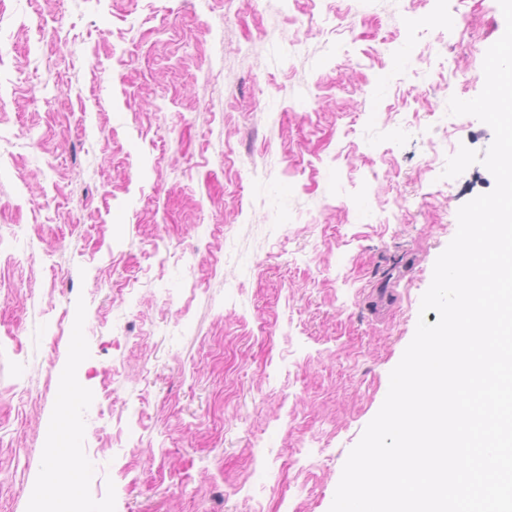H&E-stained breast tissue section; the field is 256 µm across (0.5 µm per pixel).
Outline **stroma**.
<instances>
[{"label": "stroma", "mask_w": 512, "mask_h": 512, "mask_svg": "<svg viewBox=\"0 0 512 512\" xmlns=\"http://www.w3.org/2000/svg\"><path fill=\"white\" fill-rule=\"evenodd\" d=\"M505 28L498 0H0V512H329L495 185L442 171L493 141L447 105ZM76 462L77 456L74 451L69 454L65 451L62 456L52 457L49 463L50 473L52 474L51 479L55 481L61 480L66 485L75 487V480L78 476Z\"/></svg>", "instance_id": "1"}]
</instances>
